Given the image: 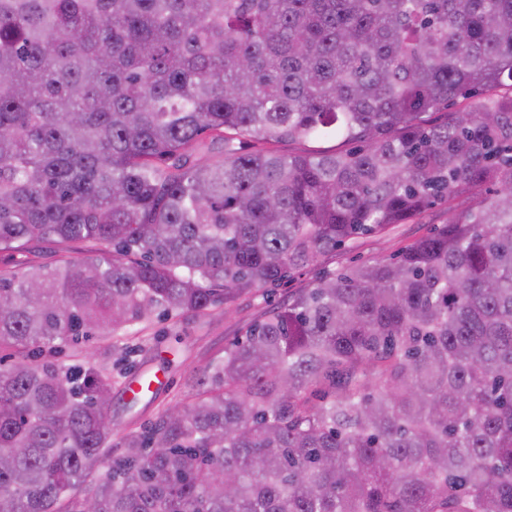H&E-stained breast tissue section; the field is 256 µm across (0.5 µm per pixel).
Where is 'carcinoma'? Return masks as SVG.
<instances>
[{
    "mask_svg": "<svg viewBox=\"0 0 512 512\" xmlns=\"http://www.w3.org/2000/svg\"><path fill=\"white\" fill-rule=\"evenodd\" d=\"M204 133L223 161H192ZM329 134L357 147L236 148ZM438 203L120 456L111 377L38 359ZM73 242L100 248L0 270V512H512V0H0V252Z\"/></svg>",
    "mask_w": 512,
    "mask_h": 512,
    "instance_id": "carcinoma-1",
    "label": "carcinoma"
}]
</instances>
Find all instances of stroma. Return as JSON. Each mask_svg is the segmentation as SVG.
Returning <instances> with one entry per match:
<instances>
[{
  "label": "stroma",
  "instance_id": "obj_1",
  "mask_svg": "<svg viewBox=\"0 0 512 512\" xmlns=\"http://www.w3.org/2000/svg\"><path fill=\"white\" fill-rule=\"evenodd\" d=\"M448 219L445 206L435 205L420 216L395 226L386 233L369 236L356 247L322 256L314 265L295 272L293 278L277 288L273 298L256 291L237 298L227 312L205 316L169 317L131 328L122 349H112L100 338L79 345H66L54 354L53 362L77 364L89 361L112 373V448L111 455L123 450L126 434L155 422L160 413L186 399V384L195 380L208 363L222 356L225 348L242 337L248 326L259 321L269 301L287 302L297 290L325 271H335L355 261L390 257ZM91 242L32 247L22 252L0 253V267L52 264L62 258H75L96 251ZM149 377L155 384L151 392L132 397L127 383L136 377Z\"/></svg>",
  "mask_w": 512,
  "mask_h": 512
}]
</instances>
